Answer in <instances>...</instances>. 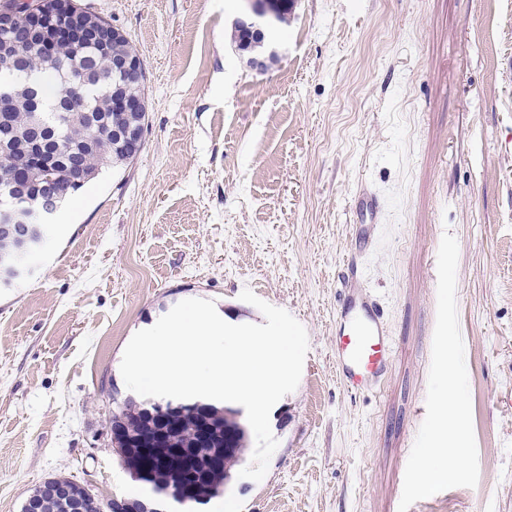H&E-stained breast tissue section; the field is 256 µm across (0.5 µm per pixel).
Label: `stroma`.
Instances as JSON below:
<instances>
[{"label": "stroma", "mask_w": 512, "mask_h": 512, "mask_svg": "<svg viewBox=\"0 0 512 512\" xmlns=\"http://www.w3.org/2000/svg\"><path fill=\"white\" fill-rule=\"evenodd\" d=\"M82 2L145 62L147 135L0 290V512L49 477L130 494L110 441L127 343L190 298L263 323L246 288L291 313L309 351L270 415L266 476L231 475L225 497L238 512H398L446 233L479 478L409 512H512V0H294L262 73L232 41L238 0ZM370 193L387 223L363 257L353 200ZM355 255L394 343L377 392L346 391L331 358Z\"/></svg>", "instance_id": "35a3bbf8"}]
</instances>
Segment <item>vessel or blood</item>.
<instances>
[{"label": "vessel or blood", "instance_id": "obj_1", "mask_svg": "<svg viewBox=\"0 0 512 512\" xmlns=\"http://www.w3.org/2000/svg\"><path fill=\"white\" fill-rule=\"evenodd\" d=\"M332 349L337 377L346 389L361 391L384 381L392 339L381 305L368 294L359 275H351L341 291Z\"/></svg>", "mask_w": 512, "mask_h": 512}]
</instances>
